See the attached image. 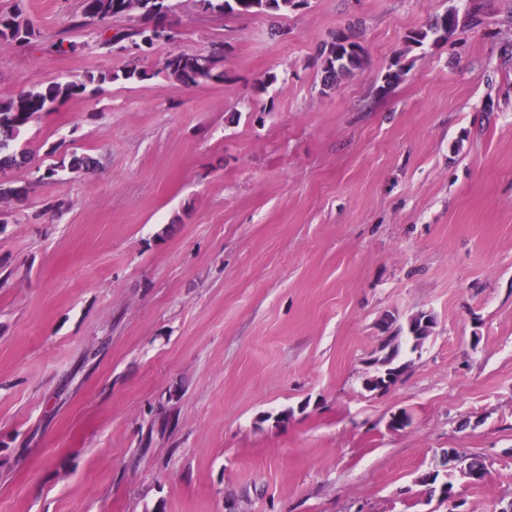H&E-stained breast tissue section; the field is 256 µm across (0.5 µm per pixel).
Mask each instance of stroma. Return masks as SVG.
I'll return each mask as SVG.
<instances>
[{"label":"stroma","instance_id":"1","mask_svg":"<svg viewBox=\"0 0 512 512\" xmlns=\"http://www.w3.org/2000/svg\"><path fill=\"white\" fill-rule=\"evenodd\" d=\"M143 54L77 27L81 0H0V98L146 71L21 134L26 201L0 224V512H460L512 499V0H305L271 18L176 0ZM482 22L468 24L474 4ZM456 9L446 41L410 31ZM353 28L367 66L323 91ZM75 46L48 52V42ZM223 42L184 87L168 53ZM400 63V81L384 77ZM90 173L38 183L49 148ZM432 316L406 369L364 386L383 322ZM36 30L29 18L19 10L11 16L0 17V47L24 46L31 42ZM223 54V47L195 54L172 52L163 58L161 72L184 86L223 79L224 72L217 71ZM444 476L446 477V479L442 480L440 479L439 472H433L420 477V482L422 483L423 486L426 487L425 491L430 498H432L436 494L438 495V492L440 496V494H448V490H452L453 482L451 479L453 477V470L448 469Z\"/></svg>","mask_w":512,"mask_h":512}]
</instances>
